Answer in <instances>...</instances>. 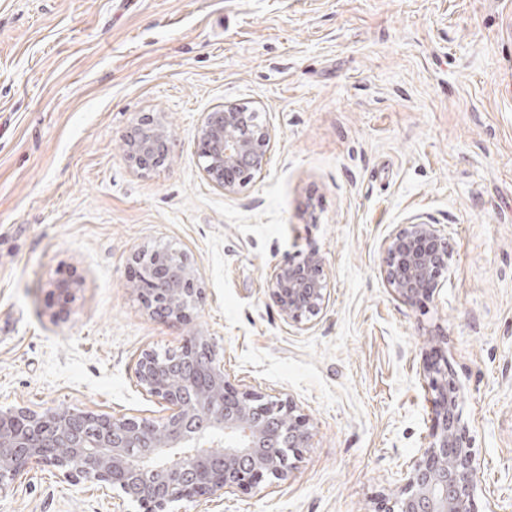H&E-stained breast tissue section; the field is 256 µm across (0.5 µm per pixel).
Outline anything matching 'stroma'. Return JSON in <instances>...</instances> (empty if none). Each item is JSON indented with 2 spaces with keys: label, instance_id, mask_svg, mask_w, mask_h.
<instances>
[{
  "label": "stroma",
  "instance_id": "stroma-1",
  "mask_svg": "<svg viewBox=\"0 0 512 512\" xmlns=\"http://www.w3.org/2000/svg\"><path fill=\"white\" fill-rule=\"evenodd\" d=\"M224 103L273 136L236 195L199 159ZM145 116L172 139L147 173L123 152ZM413 218L452 245L415 306L382 274ZM164 244L206 293L174 324L131 288L133 253ZM311 250L327 308L285 322L267 274ZM197 335L312 437L287 480L174 512H376L426 444L442 358L475 512H512V0H0V410L160 417L137 360ZM0 512L139 509L33 465Z\"/></svg>",
  "mask_w": 512,
  "mask_h": 512
}]
</instances>
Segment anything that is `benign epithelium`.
Wrapping results in <instances>:
<instances>
[{
	"instance_id": "obj_1",
	"label": "benign epithelium",
	"mask_w": 512,
	"mask_h": 512,
	"mask_svg": "<svg viewBox=\"0 0 512 512\" xmlns=\"http://www.w3.org/2000/svg\"><path fill=\"white\" fill-rule=\"evenodd\" d=\"M202 169L227 195L246 188L264 170L271 134L259 112L221 105L204 114ZM170 135L143 117L125 141L129 160L149 171L165 162ZM442 229L413 219L384 243V279L400 298L416 305L437 288L450 254ZM142 270L136 290L149 312L172 323L200 307L205 292L197 270L180 251L144 247L133 255ZM316 251L270 268L267 286L285 321H309L324 309L327 284ZM178 364L141 353L136 377L142 390L166 406L160 420L112 417L70 408L0 410V494L32 464L54 469L78 484L95 481L143 512H168L171 504L198 497L221 499L264 478L285 481L290 457L310 444L305 418L289 399L235 382L209 336H190ZM424 377L434 410L426 446L406 467L396 493L377 512H474L476 458L470 431L457 412L458 390L448 367L427 364ZM179 383H172L173 374Z\"/></svg>"
}]
</instances>
